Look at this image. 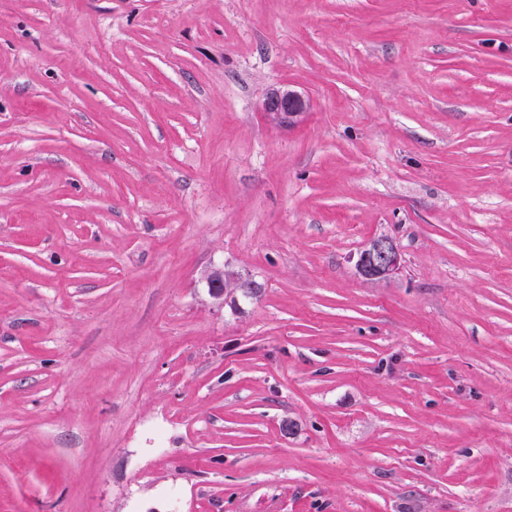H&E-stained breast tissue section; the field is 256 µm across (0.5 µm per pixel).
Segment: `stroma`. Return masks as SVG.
<instances>
[{
	"instance_id": "obj_1",
	"label": "stroma",
	"mask_w": 512,
	"mask_h": 512,
	"mask_svg": "<svg viewBox=\"0 0 512 512\" xmlns=\"http://www.w3.org/2000/svg\"><path fill=\"white\" fill-rule=\"evenodd\" d=\"M0 512H512V0H0ZM309 109V99L288 86L272 89L263 103V111L268 119L288 129L299 124ZM401 268V255L395 241L388 236L371 240L365 265H359L360 274L368 280H384ZM209 295L224 304V294H232L244 288H255L252 280L245 279L235 272L214 269L204 276Z\"/></svg>"
}]
</instances>
